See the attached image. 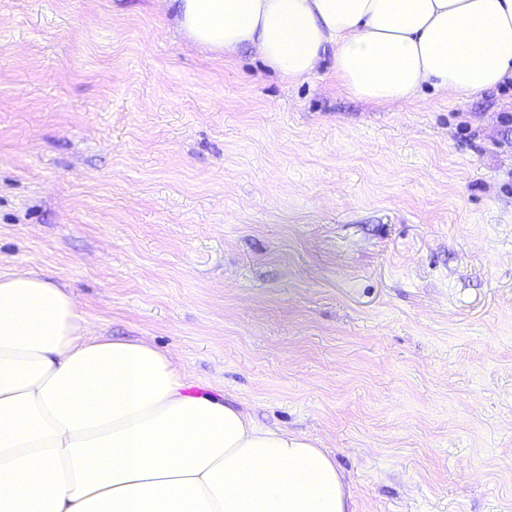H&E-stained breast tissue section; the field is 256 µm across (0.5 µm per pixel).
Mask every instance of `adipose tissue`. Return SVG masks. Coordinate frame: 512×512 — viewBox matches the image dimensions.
<instances>
[{
  "instance_id": "obj_1",
  "label": "adipose tissue",
  "mask_w": 512,
  "mask_h": 512,
  "mask_svg": "<svg viewBox=\"0 0 512 512\" xmlns=\"http://www.w3.org/2000/svg\"><path fill=\"white\" fill-rule=\"evenodd\" d=\"M194 43L288 82L457 99L512 79V0H170ZM171 355L90 334L48 278L0 275V512H355L325 449L185 392Z\"/></svg>"
}]
</instances>
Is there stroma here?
<instances>
[{
  "instance_id": "35a3bbf8",
  "label": "stroma",
  "mask_w": 512,
  "mask_h": 512,
  "mask_svg": "<svg viewBox=\"0 0 512 512\" xmlns=\"http://www.w3.org/2000/svg\"><path fill=\"white\" fill-rule=\"evenodd\" d=\"M327 449L355 512H512V81L375 106L165 0H0V274Z\"/></svg>"
}]
</instances>
